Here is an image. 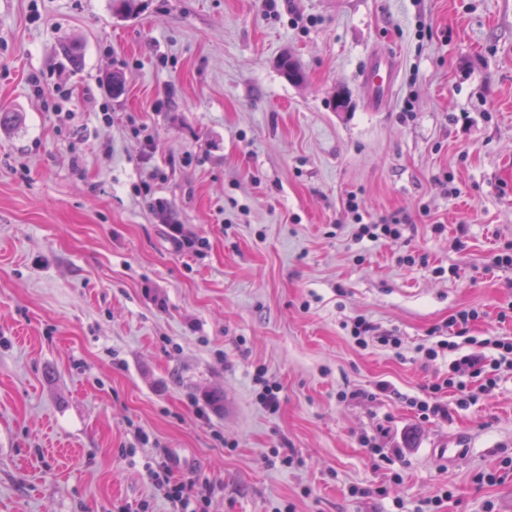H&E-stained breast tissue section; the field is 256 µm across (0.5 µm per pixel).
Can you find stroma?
Here are the masks:
<instances>
[{"instance_id": "obj_1", "label": "stroma", "mask_w": 512, "mask_h": 512, "mask_svg": "<svg viewBox=\"0 0 512 512\" xmlns=\"http://www.w3.org/2000/svg\"><path fill=\"white\" fill-rule=\"evenodd\" d=\"M265 2L0 0V512H174L163 471L200 512H512V371L462 409L425 356L470 308L512 339V0ZM396 73V61L390 54H374L362 70L361 79L369 93V106L381 110L387 104ZM400 224H361L356 234V239L362 240L368 237L371 241L382 238L396 239L401 236ZM377 328L366 318L360 316L355 318L351 323L350 335L357 342L358 345L367 346L369 341H376L380 345L396 347L399 345V340L394 336L378 335L376 334Z\"/></svg>"}]
</instances>
